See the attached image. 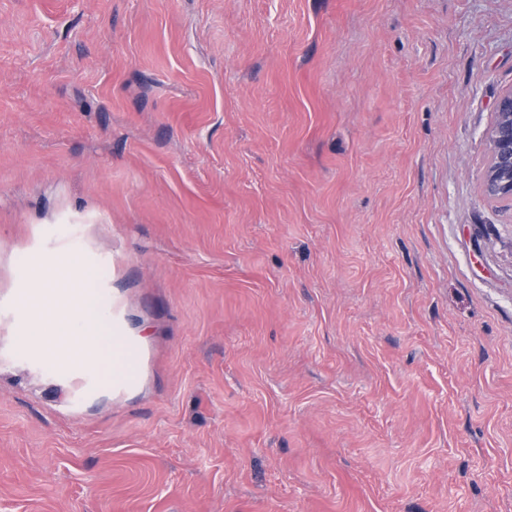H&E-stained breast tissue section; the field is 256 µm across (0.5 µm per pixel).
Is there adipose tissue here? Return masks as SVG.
I'll list each match as a JSON object with an SVG mask.
<instances>
[{
  "instance_id": "ef3b65f1",
  "label": "adipose tissue",
  "mask_w": 512,
  "mask_h": 512,
  "mask_svg": "<svg viewBox=\"0 0 512 512\" xmlns=\"http://www.w3.org/2000/svg\"><path fill=\"white\" fill-rule=\"evenodd\" d=\"M29 272L30 289L22 298L30 313L29 341L51 361L89 367L110 381H133L137 365L132 351L110 332L96 293V270L33 260Z\"/></svg>"
}]
</instances>
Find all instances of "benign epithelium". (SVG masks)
Returning <instances> with one entry per match:
<instances>
[{"label": "benign epithelium", "mask_w": 512, "mask_h": 512, "mask_svg": "<svg viewBox=\"0 0 512 512\" xmlns=\"http://www.w3.org/2000/svg\"><path fill=\"white\" fill-rule=\"evenodd\" d=\"M491 155L484 178V192L492 199L512 200V90L496 105V121L489 132Z\"/></svg>", "instance_id": "benign-epithelium-1"}]
</instances>
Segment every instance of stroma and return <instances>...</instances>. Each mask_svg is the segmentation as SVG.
Wrapping results in <instances>:
<instances>
[{"mask_svg": "<svg viewBox=\"0 0 512 512\" xmlns=\"http://www.w3.org/2000/svg\"><path fill=\"white\" fill-rule=\"evenodd\" d=\"M511 89L512 0H0V512H512ZM491 155L484 178V192L492 199L512 200V90L496 105V121L489 132ZM29 272L30 289L22 297L30 313L28 340L53 362L87 366L110 381H133L137 365L132 351L110 332L96 293V270L32 260Z\"/></svg>", "mask_w": 512, "mask_h": 512, "instance_id": "stroma-1", "label": "stroma"}]
</instances>
